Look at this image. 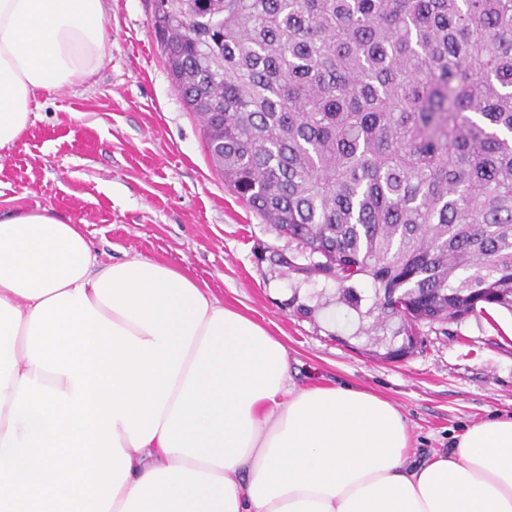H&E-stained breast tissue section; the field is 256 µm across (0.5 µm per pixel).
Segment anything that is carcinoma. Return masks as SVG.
Instances as JSON below:
<instances>
[{"label": "carcinoma", "instance_id": "cac0c4a2", "mask_svg": "<svg viewBox=\"0 0 512 512\" xmlns=\"http://www.w3.org/2000/svg\"><path fill=\"white\" fill-rule=\"evenodd\" d=\"M150 5L224 183L372 320L375 355L403 305L512 312V0Z\"/></svg>", "mask_w": 512, "mask_h": 512}]
</instances>
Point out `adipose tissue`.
<instances>
[{"instance_id": "adipose-tissue-1", "label": "adipose tissue", "mask_w": 512, "mask_h": 512, "mask_svg": "<svg viewBox=\"0 0 512 512\" xmlns=\"http://www.w3.org/2000/svg\"><path fill=\"white\" fill-rule=\"evenodd\" d=\"M106 0H0V149L104 57ZM0 512H512V418L417 460L388 400L299 387L189 274L0 219Z\"/></svg>"}]
</instances>
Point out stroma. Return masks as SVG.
<instances>
[{"label": "stroma", "mask_w": 512, "mask_h": 512, "mask_svg": "<svg viewBox=\"0 0 512 512\" xmlns=\"http://www.w3.org/2000/svg\"><path fill=\"white\" fill-rule=\"evenodd\" d=\"M105 56L84 84L44 92L20 140L0 150V217L51 209L82 225L106 261L183 270L278 336L299 383L360 386L406 417L419 458L466 427L512 416V314L490 309L418 326L399 361L355 339V313L323 305L322 278L272 264L286 238L224 184L152 28L149 0H108ZM311 307L299 314L297 304Z\"/></svg>", "instance_id": "obj_1"}]
</instances>
